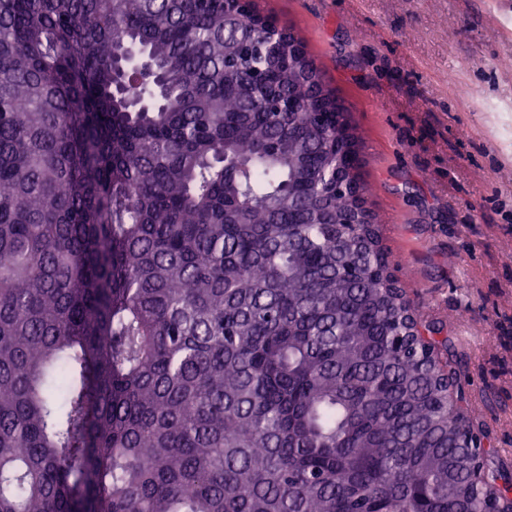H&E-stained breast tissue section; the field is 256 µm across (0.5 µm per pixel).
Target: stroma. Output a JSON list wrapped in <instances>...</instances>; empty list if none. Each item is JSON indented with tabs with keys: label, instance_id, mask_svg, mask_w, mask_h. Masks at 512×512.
<instances>
[{
	"label": "stroma",
	"instance_id": "1",
	"mask_svg": "<svg viewBox=\"0 0 512 512\" xmlns=\"http://www.w3.org/2000/svg\"><path fill=\"white\" fill-rule=\"evenodd\" d=\"M361 136L401 286L512 466V0H257Z\"/></svg>",
	"mask_w": 512,
	"mask_h": 512
}]
</instances>
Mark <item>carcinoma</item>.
I'll list each match as a JSON object with an SVG mask.
<instances>
[{
	"mask_svg": "<svg viewBox=\"0 0 512 512\" xmlns=\"http://www.w3.org/2000/svg\"><path fill=\"white\" fill-rule=\"evenodd\" d=\"M254 2L0 0V512H495L361 136Z\"/></svg>",
	"mask_w": 512,
	"mask_h": 512,
	"instance_id": "carcinoma-1",
	"label": "carcinoma"
}]
</instances>
